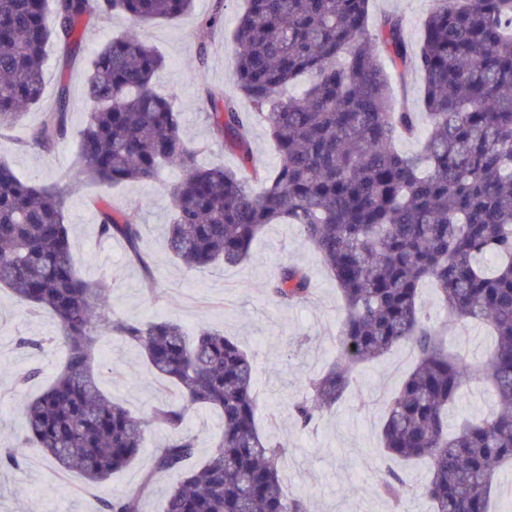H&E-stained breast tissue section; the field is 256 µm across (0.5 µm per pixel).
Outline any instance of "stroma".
Returning a JSON list of instances; mask_svg holds the SVG:
<instances>
[{"mask_svg":"<svg viewBox=\"0 0 512 512\" xmlns=\"http://www.w3.org/2000/svg\"><path fill=\"white\" fill-rule=\"evenodd\" d=\"M430 0H370L371 24L398 17L410 49H417ZM214 0H194L191 15L175 21L130 23L115 14L86 29L84 53L92 55L111 33L126 31L153 47L164 59L155 88L171 99L182 114L183 132L198 146L201 163L218 162L234 169L236 151L212 140L206 89L233 91L236 56L231 43L239 4L224 0L221 20L214 29L202 27L212 14ZM45 97L28 111L23 123L0 139V159L36 182H54L69 195L68 222L72 249L83 276L105 281L112 310L129 320L167 319L193 332L202 327L235 337L251 356L259 395L257 422L270 435L287 434L288 455L281 475L290 493L305 498L311 512H393L380 488L385 460L380 448L381 403L391 396L414 363L407 346L355 372L344 398L324 409L309 428L296 425L292 404L305 383L321 373L336 355L334 336L342 317V299L317 255L288 224L268 226L253 244L249 259L238 266L192 270L171 260L165 229L171 214L170 190L182 176L166 168L157 181L130 183L115 190L83 182L72 165L74 133L86 121L85 67L82 62L62 66L57 43L47 47ZM66 76L70 99V138L51 150L28 146L42 112L53 106L58 76ZM106 202L128 204L142 226L145 265L130 262L122 241L101 237L92 217ZM296 265L311 275L314 293L292 306L280 303L267 284L281 267ZM57 333L52 315L30 314L27 305L0 290V445L15 448L21 463L0 470V512H99L102 500L143 489L140 512H163L175 478L151 475L154 448L142 449L137 460L90 488L83 479L46 459L34 446L18 442L20 409L52 378L65 352L53 343ZM20 336L43 338L42 348L20 350ZM35 367L40 376L26 388L15 385L17 374ZM101 388L133 414L175 401L172 386L154 378L131 348L104 343L98 356Z\"/></svg>","mask_w":512,"mask_h":512,"instance_id":"1","label":"stroma"}]
</instances>
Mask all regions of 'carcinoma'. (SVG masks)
I'll return each instance as SVG.
<instances>
[{"label":"carcinoma","mask_w":512,"mask_h":512,"mask_svg":"<svg viewBox=\"0 0 512 512\" xmlns=\"http://www.w3.org/2000/svg\"><path fill=\"white\" fill-rule=\"evenodd\" d=\"M369 2L244 0L232 34L235 92L209 94L211 135L240 153L235 170L201 164L183 140L180 112L153 89L162 56L131 34L111 37L89 62L75 165L103 187L182 169L166 247L190 269L240 265L265 227L295 225L344 311L336 359L292 404L296 422L307 427L335 405L358 365L408 345L416 362L382 404L390 461L382 490L395 495L402 466L424 461L429 512H492L499 474L512 464V0H431L412 52L396 17L369 31ZM192 10L193 0H0V131L40 103L50 41L71 61L83 54L90 20L171 21ZM399 62L422 75L420 115L395 106L389 65ZM68 105L62 77L31 145L49 150L68 137ZM422 119L421 152L398 150ZM255 122L280 157L269 173L251 163ZM66 201L58 184L26 181L0 160V288L49 311L66 351L53 382L23 404L24 440L97 485L137 459L151 428H165L172 435L153 461L154 472L176 476L165 512H311L282 483L288 438L257 426L248 353L217 329L189 338L170 320L112 313L74 257ZM98 232L146 264L133 208H101ZM425 284L442 303L440 323L420 303ZM269 289L293 305L312 293V280L288 265ZM460 320L491 331L487 359L448 348L445 332ZM108 339L136 350L179 400L146 418L113 401L95 372L97 345ZM481 380L497 406L449 430L448 407ZM192 408L215 411L221 430L210 454L189 466L197 439L180 426ZM137 503L117 495L103 512H138Z\"/></svg>","instance_id":"obj_1"}]
</instances>
